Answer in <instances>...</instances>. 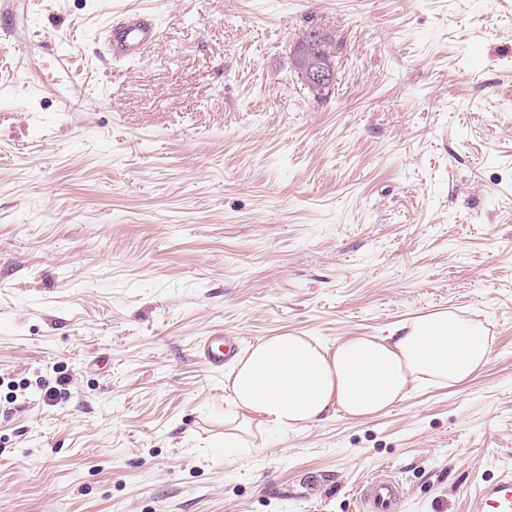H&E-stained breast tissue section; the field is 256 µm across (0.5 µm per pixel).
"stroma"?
Returning a JSON list of instances; mask_svg holds the SVG:
<instances>
[{
	"label": "stroma",
	"instance_id": "1",
	"mask_svg": "<svg viewBox=\"0 0 512 512\" xmlns=\"http://www.w3.org/2000/svg\"><path fill=\"white\" fill-rule=\"evenodd\" d=\"M128 8L163 36L114 63ZM438 307L495 338L465 386L225 450L202 337ZM509 466L512 0H0V512H358L386 469L466 512ZM319 36L318 32H309V37L304 41H300L293 53V64L298 75L302 81L311 86L308 87L313 93V96L322 99L326 94L317 88H331L336 80V71L333 64L336 58V44L332 37L325 34V37L320 44L323 50V55L327 59L314 58L306 52L305 46L307 41L315 39ZM330 61H329V60Z\"/></svg>",
	"mask_w": 512,
	"mask_h": 512
}]
</instances>
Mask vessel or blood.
<instances>
[{
  "label": "vessel or blood",
  "mask_w": 512,
  "mask_h": 512,
  "mask_svg": "<svg viewBox=\"0 0 512 512\" xmlns=\"http://www.w3.org/2000/svg\"><path fill=\"white\" fill-rule=\"evenodd\" d=\"M161 27L147 12L129 10L106 29L103 47L112 60L132 62L141 59L159 40ZM195 356L211 369L223 368L237 351L235 338L208 336L198 342ZM362 512H403L404 492L390 476L370 479L359 492ZM469 512H512V468H506L494 482L477 486L469 495Z\"/></svg>",
  "instance_id": "b4317fda"
}]
</instances>
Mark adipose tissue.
I'll return each instance as SVG.
<instances>
[{
  "instance_id": "ef3b65f1",
  "label": "adipose tissue",
  "mask_w": 512,
  "mask_h": 512,
  "mask_svg": "<svg viewBox=\"0 0 512 512\" xmlns=\"http://www.w3.org/2000/svg\"><path fill=\"white\" fill-rule=\"evenodd\" d=\"M492 354L488 329L451 309L333 346L299 332L265 337L224 374L233 408L224 445L244 448L253 432L295 433L338 414L370 419L403 401L410 385H465Z\"/></svg>"
}]
</instances>
